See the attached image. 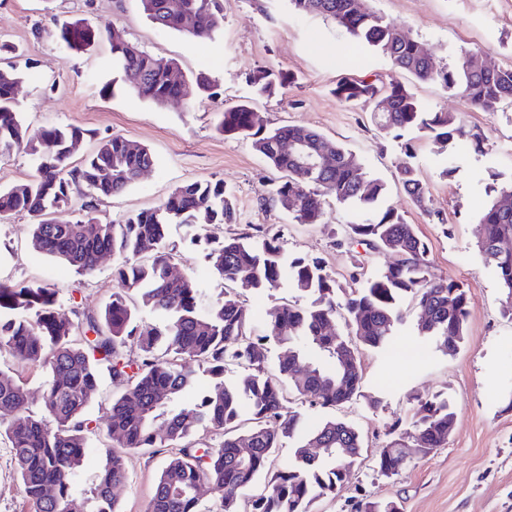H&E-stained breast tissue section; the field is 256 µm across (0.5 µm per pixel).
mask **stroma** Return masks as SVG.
Here are the masks:
<instances>
[{
	"label": "stroma",
	"instance_id": "35a3bbf8",
	"mask_svg": "<svg viewBox=\"0 0 512 512\" xmlns=\"http://www.w3.org/2000/svg\"><path fill=\"white\" fill-rule=\"evenodd\" d=\"M224 26L214 38L186 39L158 29L138 0H0V39L18 51L23 74L18 108L30 128L78 126L92 133L80 142L75 159L91 153L98 139L120 135L148 147L155 156L126 192L101 199L98 223L109 224L159 205L188 182L223 180L233 192L236 220L231 224L173 225L168 245L180 275L210 279L206 255L225 238L262 233L278 236L287 256L321 258L342 287L354 261L374 273L391 256L345 243L351 212L328 201L316 224H299L268 196L277 173L249 141L219 131L226 105L251 101L264 126L297 124L345 145L385 182L386 204L417 226L430 246V272L454 278L470 299L466 339L448 355L416 331L408 313L394 350L362 352L363 399L340 408L353 423L363 452L350 479L335 494L318 500L314 512H356L359 503L389 497L400 512H512V318L494 271L477 248L481 214L492 183L512 182V109L481 112L437 82L412 83L428 109L461 113L469 128L485 137L483 151L454 141L441 145L419 133L410 142L381 134L371 106H350L333 93L338 79L404 81L390 62L357 44L343 29L320 16L295 13L289 0H219ZM368 6L417 40L436 68L451 66L458 53L477 52L488 61L512 65V0H367ZM82 19L111 23L144 50L175 60L188 77L205 74L218 95L186 96L157 106L112 80L108 43L84 52L65 50L57 21ZM290 74L284 93L258 97L248 84L255 69ZM428 187V207L419 209L396 179L406 152ZM33 219L19 213L0 220V282H37L57 292L60 315L76 308L99 311L112 293L113 257L100 260L94 277L34 253L28 246ZM448 397L455 427L444 447L427 457L404 460L392 478L380 476L375 459L395 438L394 424H408L413 396ZM379 399L370 409L366 397ZM169 451L146 448L128 456L127 482L115 488L120 512H145ZM0 512H34L17 476L13 452L0 441Z\"/></svg>",
	"mask_w": 512,
	"mask_h": 512
}]
</instances>
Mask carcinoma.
I'll return each instance as SVG.
<instances>
[{
	"instance_id": "1",
	"label": "carcinoma",
	"mask_w": 512,
	"mask_h": 512,
	"mask_svg": "<svg viewBox=\"0 0 512 512\" xmlns=\"http://www.w3.org/2000/svg\"><path fill=\"white\" fill-rule=\"evenodd\" d=\"M156 26L189 39L213 37L224 17L217 0H139ZM303 15L332 20L357 43L389 59L394 69L416 82L440 81L459 92L483 112L512 106V66L485 70L464 52L450 69L436 70L430 57L420 55L419 43L398 35L397 26L367 8L364 0H289ZM107 39L112 69L118 80L139 98L157 106L182 94L187 75L177 62L153 55L119 30L93 27L80 20L60 27L69 50ZM21 72L12 64L0 68V153L22 150L36 164V175L25 184L0 188V216H31L29 248L61 261L85 277L98 266V255L109 252L118 290L100 314L73 311L62 317L55 291L43 285L0 282V355L13 366L0 369V437L13 449L21 486L34 512H72L74 494L83 495L86 512H117L113 489L128 479L126 453L154 448L162 441L171 455L157 480L146 512H202L194 487L207 483L218 495L222 512H239V492L248 512H313L314 503L346 482L361 456L356 426L335 416L314 426L287 407L293 394L302 403L335 409L362 396L363 369L359 347H392L404 322L407 299L417 309L419 335L452 354L465 341L469 296L458 281H435L429 273V247L416 226L398 209H375L386 185L367 171L343 145L329 168L301 167L284 144H316L322 134L300 125L267 129L248 103L221 111L219 129L250 140L272 168L282 173L269 190L270 198L291 213L298 224H315L325 200L355 209L360 220L349 225L353 243L374 253L390 252L391 264L363 278L361 264H352L357 287L337 289L321 259L289 258L278 238L253 241L239 236L210 250L206 260L221 288L191 278L169 275L172 253L166 250L173 224H231L236 220L233 194L224 181H195L175 187L159 206L142 210L117 224H101L94 233L95 202L124 192L154 165L151 151L115 135L98 142L83 161H72L71 147L91 135L76 126H46L32 131L17 108L15 88ZM258 96L270 97L288 88L292 77L258 69L249 74ZM334 94L357 106L378 98L386 110L377 113L380 133L395 139L416 130L435 141L469 139L481 148L484 135L468 129L449 112L424 107L411 88L399 81L377 85L343 78ZM406 159L397 178L412 203L426 209L428 188L405 148ZM84 197L80 218L69 224L50 215L72 202V187ZM477 247L493 268L505 294L504 313L512 318V185L490 200L480 219ZM286 281L294 299L274 307L261 326L255 324L240 291L270 289ZM144 308L160 324L138 321ZM343 319L347 334L334 329ZM288 327L289 335H281ZM288 346L290 355L268 366L265 342ZM235 364L245 373L235 383L224 381V367ZM45 376L42 403L45 415L29 408L23 374ZM119 392L106 421L89 418L87 407L103 375ZM249 415L243 420V415ZM279 420L269 430L265 423ZM455 412L449 399L415 397L410 424L419 432L418 457L424 458L448 441ZM224 430L217 447L198 446L200 428ZM106 433L100 467L85 478L80 471L87 441ZM289 444L288 464L275 458ZM405 444L396 440L376 459L387 478L390 462ZM320 449V453L312 449ZM348 455L338 457L335 449ZM265 479L257 489L259 478ZM357 512H398L385 498L358 504Z\"/></svg>"
}]
</instances>
